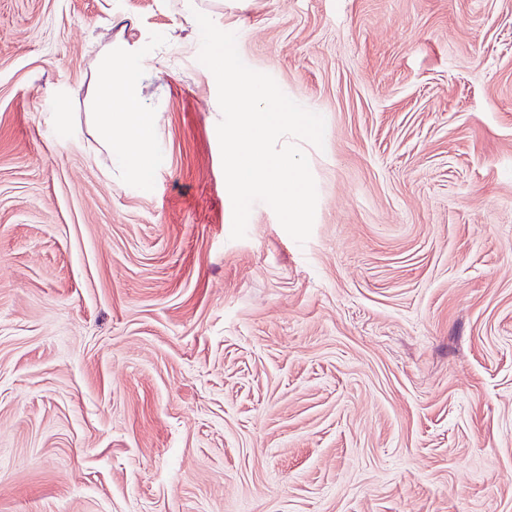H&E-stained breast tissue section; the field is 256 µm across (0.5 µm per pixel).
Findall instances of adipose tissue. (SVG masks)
<instances>
[{
	"label": "adipose tissue",
	"instance_id": "ef3b65f1",
	"mask_svg": "<svg viewBox=\"0 0 512 512\" xmlns=\"http://www.w3.org/2000/svg\"><path fill=\"white\" fill-rule=\"evenodd\" d=\"M151 56L143 45L105 47L97 63L96 110L90 115L113 162L144 184L153 176L156 131L155 114L141 92L145 62Z\"/></svg>",
	"mask_w": 512,
	"mask_h": 512
}]
</instances>
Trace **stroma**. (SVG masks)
Returning <instances> with one entry per match:
<instances>
[{"mask_svg":"<svg viewBox=\"0 0 512 512\" xmlns=\"http://www.w3.org/2000/svg\"><path fill=\"white\" fill-rule=\"evenodd\" d=\"M189 2L325 120L305 244L230 237ZM0 512H512V0H0ZM151 57L150 48L143 45L123 43L112 47L111 43L105 47L97 63L98 112H89L98 140L112 161L143 184L153 176L156 131L155 114L141 92L145 61Z\"/></svg>","mask_w":512,"mask_h":512,"instance_id":"stroma-1","label":"stroma"}]
</instances>
